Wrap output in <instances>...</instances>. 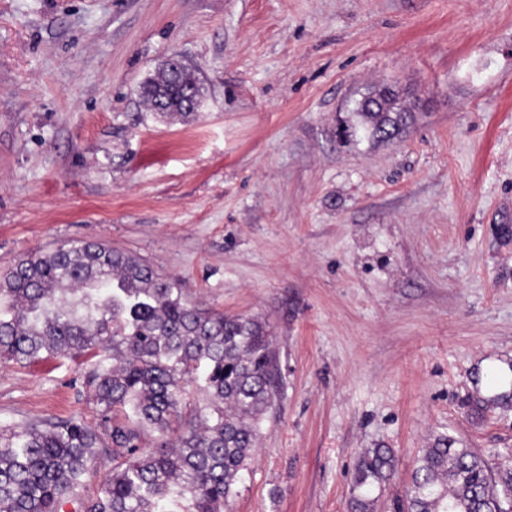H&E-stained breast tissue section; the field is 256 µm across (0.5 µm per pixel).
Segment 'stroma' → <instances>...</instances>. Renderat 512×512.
Here are the masks:
<instances>
[{
    "label": "stroma",
    "mask_w": 512,
    "mask_h": 512,
    "mask_svg": "<svg viewBox=\"0 0 512 512\" xmlns=\"http://www.w3.org/2000/svg\"><path fill=\"white\" fill-rule=\"evenodd\" d=\"M199 111L140 95L171 53ZM390 89L409 124L346 143ZM72 240L265 321L278 388L224 512H398L421 448L512 452V0H0V273ZM82 361H0V425L82 414ZM395 467V458L387 448H373L363 453L355 478V487L359 493L352 499V510L355 512H373L375 500L361 492L365 487L379 485Z\"/></svg>",
    "instance_id": "1"
}]
</instances>
